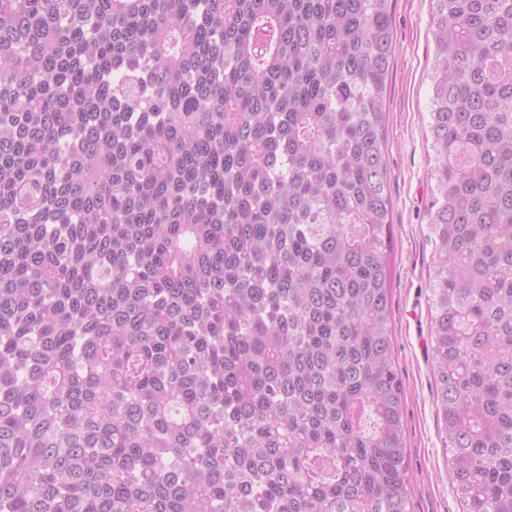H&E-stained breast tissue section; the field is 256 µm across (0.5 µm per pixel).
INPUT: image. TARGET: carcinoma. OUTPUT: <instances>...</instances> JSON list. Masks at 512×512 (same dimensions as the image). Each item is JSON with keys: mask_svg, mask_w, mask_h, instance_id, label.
Segmentation results:
<instances>
[{"mask_svg": "<svg viewBox=\"0 0 512 512\" xmlns=\"http://www.w3.org/2000/svg\"><path fill=\"white\" fill-rule=\"evenodd\" d=\"M432 355L512 512V0H434ZM394 0H0V512H410Z\"/></svg>", "mask_w": 512, "mask_h": 512, "instance_id": "1", "label": "carcinoma"}]
</instances>
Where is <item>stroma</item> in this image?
I'll return each mask as SVG.
<instances>
[{
	"label": "stroma",
	"mask_w": 512,
	"mask_h": 512,
	"mask_svg": "<svg viewBox=\"0 0 512 512\" xmlns=\"http://www.w3.org/2000/svg\"><path fill=\"white\" fill-rule=\"evenodd\" d=\"M387 81L385 148L392 201L390 256L392 341L405 387V450L412 512H462L448 477V450L435 405L428 305L433 245L426 211L433 196L428 132L435 61L431 0H395Z\"/></svg>",
	"instance_id": "1"
}]
</instances>
